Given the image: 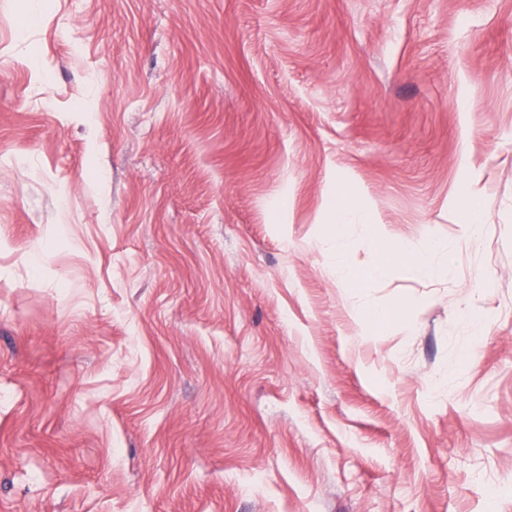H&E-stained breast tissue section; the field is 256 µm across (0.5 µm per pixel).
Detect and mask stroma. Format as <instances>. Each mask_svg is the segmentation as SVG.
I'll return each mask as SVG.
<instances>
[{"instance_id": "stroma-1", "label": "stroma", "mask_w": 512, "mask_h": 512, "mask_svg": "<svg viewBox=\"0 0 512 512\" xmlns=\"http://www.w3.org/2000/svg\"><path fill=\"white\" fill-rule=\"evenodd\" d=\"M32 2L0 0V512H512V0ZM344 186L357 263L435 239L448 275L338 287Z\"/></svg>"}]
</instances>
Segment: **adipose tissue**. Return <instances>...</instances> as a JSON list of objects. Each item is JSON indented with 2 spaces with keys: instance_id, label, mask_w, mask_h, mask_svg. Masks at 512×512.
I'll return each mask as SVG.
<instances>
[{
  "instance_id": "adipose-tissue-1",
  "label": "adipose tissue",
  "mask_w": 512,
  "mask_h": 512,
  "mask_svg": "<svg viewBox=\"0 0 512 512\" xmlns=\"http://www.w3.org/2000/svg\"><path fill=\"white\" fill-rule=\"evenodd\" d=\"M330 223L334 227L333 239L336 243V253L329 267V273L338 286L346 288H361L375 278L388 274L394 262H401L413 274L419 277L435 276L436 271L430 263L429 256L435 251L432 243L413 248L390 247L383 243L371 246L370 260L362 265L352 260V248L345 236L344 228L349 224L374 223L373 213L362 208L356 201L351 189H342L329 206Z\"/></svg>"
}]
</instances>
